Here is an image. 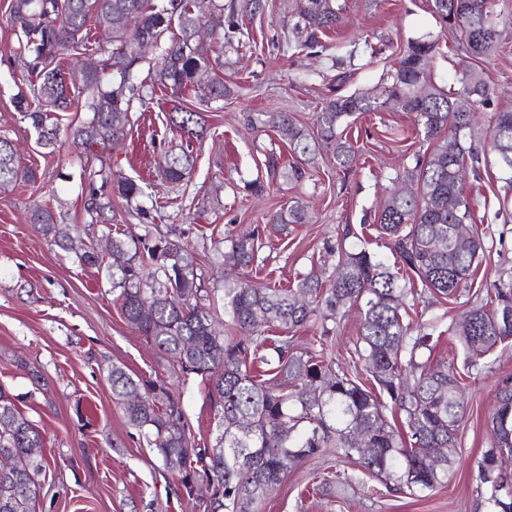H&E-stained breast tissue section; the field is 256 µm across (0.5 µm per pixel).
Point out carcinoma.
<instances>
[{
    "instance_id": "1",
    "label": "carcinoma",
    "mask_w": 512,
    "mask_h": 512,
    "mask_svg": "<svg viewBox=\"0 0 512 512\" xmlns=\"http://www.w3.org/2000/svg\"><path fill=\"white\" fill-rule=\"evenodd\" d=\"M12 0L9 22L16 55L31 80L18 94L17 108L31 121L37 142L55 148L59 128L48 114L68 112L75 104L62 63L83 70L84 106L92 113L76 137L88 146L108 147L127 137L134 99L145 102L160 89L173 102L169 122L185 136L179 149L167 150L160 164L166 181L178 184L195 167L193 143L209 132L201 110L184 103L186 92L207 82V102L231 94L224 77V49L237 50L245 36L242 18L265 9L261 0H208L223 16L212 41L195 36L202 22V0ZM292 31L300 35L298 51L325 53L328 33L342 23L337 0H293ZM500 0H429L441 31L453 36L449 49L471 63L461 69L460 87L446 90L433 81L432 68L440 40L415 42L399 52L395 67L375 87L329 96L315 115L316 131L300 126L286 112H271L264 125L273 129L300 164H284L273 149L265 154L267 179L247 183L254 195L282 181L299 182L304 166L314 163L320 146L332 151L342 169L358 165L359 149L349 140L350 119L365 112L390 109L414 117L419 133L436 142L433 151L415 158L399 176L404 187L374 213L373 223L395 259L392 271L364 249H334L330 274L311 272L288 288L253 271L259 232L230 239L222 253L237 277L224 281V317L228 334L215 327L211 310L200 304L201 276L195 257L179 239L160 236L112 238L108 276L126 320L145 341L165 354L173 373L206 382L217 408L215 445L202 448L192 440L180 397L158 379L133 377L112 365V396L126 422L161 458L182 470L177 488L196 509V489L204 480L210 491L204 512H252L270 496L281 477L300 461L327 451L351 460L378 479L389 492L433 491L448 482L456 453L457 431L465 416L462 376L448 368H432L424 360L434 349L433 336L416 334L408 300H416V284L448 300L468 287L484 252L473 232L450 245L460 224L475 223L471 198L461 172L480 174L486 145L496 154L503 189L512 191V110L495 109L491 127L480 135L474 112L495 105L497 91L480 61L501 45L497 10ZM94 23L109 40L93 41L85 27ZM158 50L153 82L140 79L147 49ZM98 56L93 68L85 58ZM130 203L143 195L135 181L113 172L89 173L86 212L91 223H107L112 197L95 187L94 177ZM35 173L20 165L13 142L0 137V187ZM30 222L63 251L72 249L71 228L50 209L36 205ZM275 224H307L303 201H291L272 216ZM359 311V338L354 371L335 368L328 358V339L341 310ZM512 281L494 288V298L466 312L448 327L466 352L473 370L495 348L512 342ZM318 320L316 345L297 350L290 333ZM280 328V336L267 329ZM270 366L259 380L248 363ZM386 395L403 414L406 433L387 419ZM496 440L478 464L475 492L490 512H512V387L503 386L490 415ZM363 447L355 444L357 436ZM0 456L13 458L0 468V512H30L50 470L36 425L0 389Z\"/></svg>"
}]
</instances>
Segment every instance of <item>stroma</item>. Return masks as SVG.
Instances as JSON below:
<instances>
[{
    "instance_id": "35a3bbf8",
    "label": "stroma",
    "mask_w": 512,
    "mask_h": 512,
    "mask_svg": "<svg viewBox=\"0 0 512 512\" xmlns=\"http://www.w3.org/2000/svg\"><path fill=\"white\" fill-rule=\"evenodd\" d=\"M9 5L0 0V135L19 148L22 165L36 178L0 190V387L34 421L52 460L30 512H188L155 451L126 425L107 378L117 364L134 376L166 380L167 361L127 323L105 269L79 264L74 254L50 245L29 222L30 210L37 204L51 209L63 223L76 225L77 248L92 243L101 250L109 227L91 223L85 210L84 170L104 164L135 180L145 190L137 203L148 216L128 214L125 201L116 197V223L139 235L152 224L181 228L183 243L195 249L204 273L206 302L216 310L223 307L224 264L213 244L228 235L259 230L263 274L288 286L310 271L333 269L337 258L329 248L340 240L349 248L366 246L393 264L369 222L392 192L397 171L432 149L417 135L410 114L385 110L352 120L357 168H336L323 151L312 176L282 183L262 197L244 185L263 175L262 151L275 134L265 127L246 130L244 118L288 111L313 129L328 92L377 85L397 60L396 46L437 35L440 25L427 0H346L344 23L331 34L329 51L292 54L270 44L272 35L289 29L290 0H269L265 15L253 22L256 46L224 55L233 92L211 103V130L194 147L196 165L183 188L167 183L160 172L162 154L180 142L179 133L166 129L169 105L161 92L149 104L133 103L127 138L117 146L87 151L74 144L73 131L91 118L84 109L59 113L55 152L37 144L30 122L13 106L27 72L12 57ZM501 40L503 51L482 66L499 105L512 108V24L504 26ZM498 188L486 173L467 178L485 252L472 285L458 298L422 292L415 321L423 332L446 330L452 318L485 303L495 285L512 279V203L502 204ZM297 198L309 203L311 222L286 228L272 223L273 214ZM432 365L462 371L467 402L447 486L418 497L391 493L354 462L329 454L288 470L255 512H488L473 477L493 441L488 417L497 391L512 384V347L496 348L468 372L461 346L444 339L432 353ZM34 372L40 382L31 380ZM175 388L196 442L211 443L217 411L205 382L192 376ZM335 470L354 475L355 483L345 489L321 485L320 476Z\"/></svg>"
}]
</instances>
